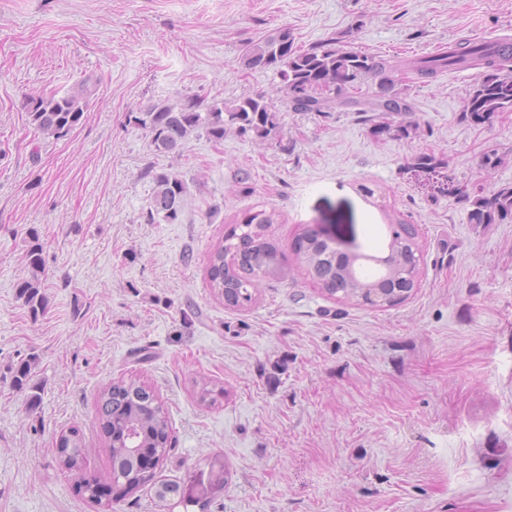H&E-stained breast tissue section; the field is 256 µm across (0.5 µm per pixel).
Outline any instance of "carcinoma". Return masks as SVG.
<instances>
[{
	"instance_id": "carcinoma-1",
	"label": "carcinoma",
	"mask_w": 512,
	"mask_h": 512,
	"mask_svg": "<svg viewBox=\"0 0 512 512\" xmlns=\"http://www.w3.org/2000/svg\"><path fill=\"white\" fill-rule=\"evenodd\" d=\"M331 38L300 49L288 27L250 42L244 48L241 64L247 70H273L281 80L282 97L295 112H315L321 116L335 111L336 101L351 99L358 106L360 121L370 126L372 135L393 134L408 140L418 124L412 119L415 109L407 104L404 112H378L375 95L363 89L373 82L394 98H404L394 89V73L407 68L421 83L431 82L449 69H480L482 77L461 108L462 118L474 126L490 125L501 112H512V54L505 55L467 40L456 43L448 51L393 64L361 50L338 46ZM81 91L58 97L54 94L32 99L28 122L37 133L56 140L67 136L85 117ZM133 121L147 130L150 145L158 153H171L182 146L195 130H203L219 143L224 140L226 126L235 127L242 135H253L267 141L277 136L278 112L266 96H245L222 106L207 105L194 96L178 107L155 104L133 116ZM448 162L433 153H416L403 166L406 172L423 173L432 178L441 175ZM156 190L148 212L149 219L160 215L163 220L176 221L182 209L187 185L177 177L160 174L154 177ZM439 190L469 204L471 224H511L512 185H504L486 193L482 189L446 179ZM276 223L275 213L259 210L246 213L209 259L210 287L230 307L243 308L253 300L250 288L259 276L263 258L271 246L266 231ZM389 243L392 272L377 273L372 268L358 267L349 277L351 261L336 260V249L312 233H307L297 246V256L308 276L325 293L343 294L358 299L366 287L383 288L386 294L415 288L404 273V258L419 249L418 229L398 220L390 224ZM25 253L27 276L17 284V299L33 320L44 315L49 298L44 292L43 277L46 260L36 232ZM37 356L21 360L14 370L13 385L24 389L31 379ZM96 418L105 436L102 446L110 461L109 479H83V493L92 501L108 500L111 488L125 494L136 492L155 477V470L169 455L171 447L164 436L170 432L169 417L155 393L136 378L121 379L102 387L96 403ZM59 464L67 472L83 470L86 448L75 428L63 432L57 440Z\"/></svg>"
}]
</instances>
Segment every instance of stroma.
Instances as JSON below:
<instances>
[{
	"mask_svg": "<svg viewBox=\"0 0 512 512\" xmlns=\"http://www.w3.org/2000/svg\"><path fill=\"white\" fill-rule=\"evenodd\" d=\"M281 27L303 47L337 38L406 61L512 35V0H0V512H512V223H469L464 202L402 170L432 152L456 180L512 184V112L462 120L477 69L399 77L418 122L407 141L373 137L348 108L291 111L273 71L240 62ZM82 83L84 123L35 133L30 97ZM257 93L280 106L265 142L199 132L164 154L129 120L158 101ZM491 149L501 161L482 169ZM148 169L187 183L179 220L148 221ZM261 209L277 214L269 269L232 309L208 258ZM338 214L346 247L370 254L387 253L390 218L418 226L407 300L371 308L310 281L295 240ZM33 229L50 299L36 321L15 297ZM32 353L33 413L10 383ZM130 376L169 414L157 477L179 492L163 502L152 484L107 506L61 469L56 439L77 428L83 475L106 476L94 403Z\"/></svg>",
	"mask_w": 512,
	"mask_h": 512,
	"instance_id": "1",
	"label": "stroma"
}]
</instances>
